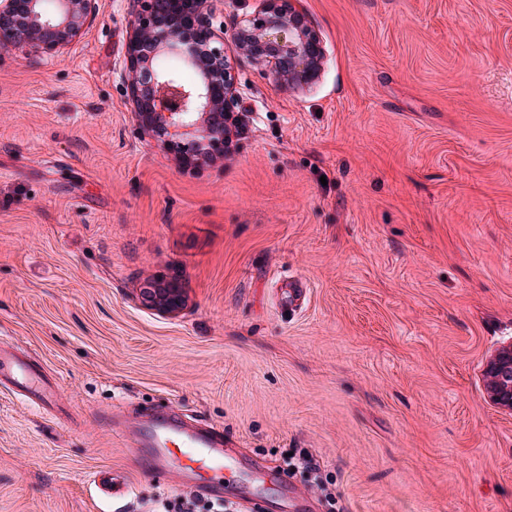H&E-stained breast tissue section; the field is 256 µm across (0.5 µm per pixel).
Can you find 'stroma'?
<instances>
[{"label":"stroma","instance_id":"obj_1","mask_svg":"<svg viewBox=\"0 0 512 512\" xmlns=\"http://www.w3.org/2000/svg\"><path fill=\"white\" fill-rule=\"evenodd\" d=\"M96 5L60 53L0 43V342L58 383L0 385V512H151L175 485L114 422L160 408L236 448L239 512H301V450L333 490L302 512H512V0H300L315 78L225 41L238 133L190 165L131 114L129 0ZM139 296L141 303L147 307L160 308L171 312L181 306L179 290L172 286H143L140 288ZM485 373L492 402L512 411V340L490 359Z\"/></svg>","mask_w":512,"mask_h":512}]
</instances>
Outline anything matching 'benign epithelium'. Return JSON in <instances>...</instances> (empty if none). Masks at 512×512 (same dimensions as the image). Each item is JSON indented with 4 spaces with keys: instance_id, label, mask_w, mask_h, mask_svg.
Returning a JSON list of instances; mask_svg holds the SVG:
<instances>
[{
    "instance_id": "1",
    "label": "benign epithelium",
    "mask_w": 512,
    "mask_h": 512,
    "mask_svg": "<svg viewBox=\"0 0 512 512\" xmlns=\"http://www.w3.org/2000/svg\"><path fill=\"white\" fill-rule=\"evenodd\" d=\"M153 15L147 19L138 13L132 20L123 75L129 92L132 116L147 134L173 136L191 134L200 116H207V130L224 132V113L238 105V93L225 68L224 28L213 27L212 0H190L188 14L204 42L176 39V26L182 15L171 10L166 0H133ZM46 0H0V39L18 47L31 46L47 54L64 49L96 12V0H52L54 16L45 8ZM233 40L246 58L276 83L294 84L313 76L321 58V49L313 32L303 26L296 11L266 8L261 35L253 32L247 18L237 22ZM165 43L169 54L194 67L201 76L197 83L186 84L178 76L155 68L151 88H141L138 72L146 59V45ZM141 303L147 307L174 311L181 306L179 290L147 285L140 288ZM491 400L512 411V341L501 347L486 368Z\"/></svg>"
}]
</instances>
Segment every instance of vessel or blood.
<instances>
[{
	"label": "vessel or blood",
	"instance_id": "1",
	"mask_svg": "<svg viewBox=\"0 0 512 512\" xmlns=\"http://www.w3.org/2000/svg\"><path fill=\"white\" fill-rule=\"evenodd\" d=\"M6 375L25 389L27 402L44 409L49 407L54 388L28 363L0 347V377ZM140 445L143 469L171 472L180 480L204 477L212 492L222 490L225 470L237 463L235 450L225 446L220 430L188 428L170 414L155 417L141 426Z\"/></svg>",
	"mask_w": 512,
	"mask_h": 512
}]
</instances>
